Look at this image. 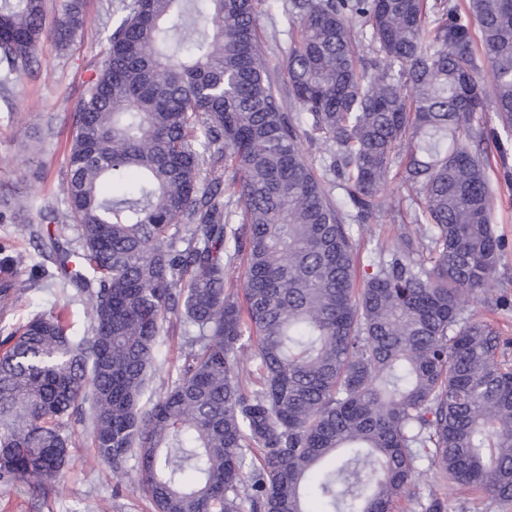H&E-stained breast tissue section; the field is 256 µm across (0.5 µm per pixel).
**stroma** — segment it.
Listing matches in <instances>:
<instances>
[{
  "instance_id": "obj_1",
  "label": "stroma",
  "mask_w": 512,
  "mask_h": 512,
  "mask_svg": "<svg viewBox=\"0 0 512 512\" xmlns=\"http://www.w3.org/2000/svg\"><path fill=\"white\" fill-rule=\"evenodd\" d=\"M282 4L283 0H272L270 8L262 12L259 32L269 38L270 72L284 89L288 86L285 51L290 36ZM122 6V0H81L86 18L83 31L66 47L54 39H43L17 85L0 90V203L19 196L29 198L31 206L20 213L19 221L38 224L47 211L66 209V158L74 107L102 65L107 36ZM489 177L494 197L492 222L507 244L500 274L511 281L512 178H506L497 164ZM17 252L26 255V264L1 271L0 279L24 283L26 290L13 311L0 314V340L13 325L50 310L68 320L74 335H83L87 328L83 306L78 300H67L54 282L53 260L34 242L15 237L13 223L0 222V257ZM183 331L179 322L164 324L159 368L149 383L151 393H159L169 371L180 364ZM86 426L84 418H66L64 430L75 442L69 465L57 479L31 477L0 489V512H153L135 488V472L116 476L110 468L86 465V458L94 452ZM418 493L451 501L455 512H496L489 499L452 490L434 471H429Z\"/></svg>"
}]
</instances>
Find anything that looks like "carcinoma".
I'll return each instance as SVG.
<instances>
[{"mask_svg": "<svg viewBox=\"0 0 512 512\" xmlns=\"http://www.w3.org/2000/svg\"><path fill=\"white\" fill-rule=\"evenodd\" d=\"M265 2L124 4L73 114L65 212L43 215L80 246L15 225L56 255L88 329L48 311L11 333L0 483L60 475L63 419L86 413L92 465L134 461L154 512H395L421 458L512 512V338L466 301L512 310L481 150L512 151V0H286V97L257 33ZM84 25L79 0L51 29L44 0H0V87ZM396 176L410 211L384 195ZM384 213L409 228L358 288L349 222ZM23 287L0 285V311ZM173 317L183 362L145 404Z\"/></svg>", "mask_w": 512, "mask_h": 512, "instance_id": "obj_1", "label": "carcinoma"}]
</instances>
